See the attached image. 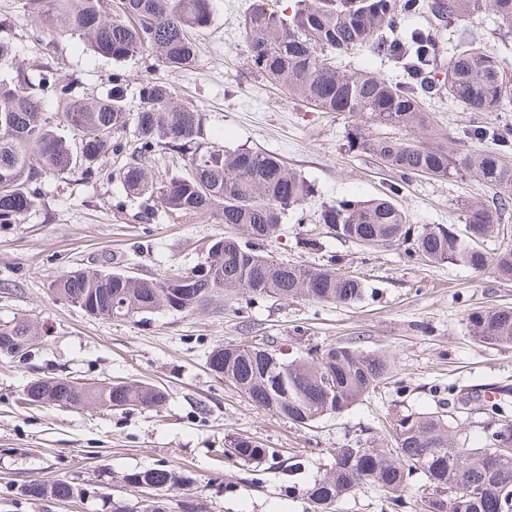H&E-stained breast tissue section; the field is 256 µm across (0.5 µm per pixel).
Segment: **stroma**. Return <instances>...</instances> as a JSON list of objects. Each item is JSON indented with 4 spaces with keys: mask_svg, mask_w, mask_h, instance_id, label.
<instances>
[{
    "mask_svg": "<svg viewBox=\"0 0 512 512\" xmlns=\"http://www.w3.org/2000/svg\"><path fill=\"white\" fill-rule=\"evenodd\" d=\"M22 2L0 0V22L8 26L5 36L18 67L32 72L55 58L59 82L88 95L122 73L129 104L139 108L138 88L151 57L115 62L94 55L79 38L49 37L39 20L24 13ZM253 3L213 0L195 64L155 74L179 102L202 113L205 142L274 155L312 183L313 197L302 211L289 212L270 245L273 254L294 264L340 259L343 269L363 279L367 293L348 306L239 293L190 314L163 311L124 321L90 317L57 298L55 279L104 265L137 278L184 272L227 227L209 215L164 210L142 221L143 199L127 194L111 160L102 176L88 182L75 175L46 177L37 206L20 223L0 224V324L22 320L36 332L24 360L0 353V512H102L105 495L133 503L144 492L125 483L124 474L160 465L187 469L194 477L190 486L166 491V498L197 499L205 512H311L303 491L320 477L327 451L357 440L387 442L398 415L432 411L452 388L479 394V402L466 409L465 426L470 445L483 443L496 389L512 384V347L476 344L464 318L480 306L512 304V281L463 265L416 262L402 244L368 250L316 223L322 206L387 194L394 176L350 150L353 123L347 114L318 111L248 72L243 19ZM432 117L431 130L420 132L419 140L435 143L443 133L460 138L477 117L490 127L512 125V106L477 116L439 100ZM482 192L470 176L419 177L403 184L397 201L416 225L460 228L467 201ZM313 234L318 249L303 248L302 239ZM261 336L299 354L348 343L387 354L393 366L381 390L303 428L257 409L207 366L213 348ZM47 376L137 379L164 387L168 397L147 410L25 406L27 383ZM236 437L278 449L280 457L258 466L225 458V442ZM57 478L94 494L76 503H34L19 491L21 484ZM421 483L420 476L410 478L406 506L399 511L366 485L336 502L332 512H415Z\"/></svg>",
    "mask_w": 512,
    "mask_h": 512,
    "instance_id": "1",
    "label": "stroma"
}]
</instances>
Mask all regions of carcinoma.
<instances>
[{"label":"carcinoma","mask_w":512,"mask_h":512,"mask_svg":"<svg viewBox=\"0 0 512 512\" xmlns=\"http://www.w3.org/2000/svg\"><path fill=\"white\" fill-rule=\"evenodd\" d=\"M23 9L36 14L52 33L86 39L96 55L118 62L147 52L155 65L182 70L195 62L194 35L209 27L213 6L212 0H118L114 10L112 0H25ZM482 10L512 29V0H294L288 13L257 0L245 16L244 39L250 72L322 112L349 114L351 148L378 160L401 181L430 172L437 180L468 174L490 193L467 205L462 231L451 224H413L395 199L396 188L382 198L341 200L319 216L337 237L354 243L373 238L385 246L406 243L408 253L424 262L462 264L512 280V247L493 253L483 248L512 212V165L504 162V149L512 147V125L494 132L497 147L484 148L489 131L482 122H473L466 135L474 147L462 151L364 132L369 122L430 129L428 102L441 93L468 112H499L512 102V79L502 60L469 29L457 34L444 80L437 79L436 34ZM416 16L425 25L407 28L406 21ZM359 48L389 55L402 78L337 63ZM56 71L51 60L34 78L18 70L0 79V224L20 223L36 206L37 185L45 176L78 171L89 180L97 177L103 159L123 154L119 179L128 193L152 202L146 216L158 207L182 215L209 214L239 230L237 236L216 237L186 272L133 281L120 269H73L52 285L64 299L81 301L91 317L123 321L160 311L195 312L187 297L197 292L204 306L240 291L336 305L363 298V280L333 263L290 264L257 249L279 236L288 210L300 208L313 195L314 187L303 175L276 156L201 141L198 110L178 103L174 89L152 76L142 80L141 105L133 112L122 75H112L106 93L80 97L59 85ZM161 151L181 159L184 173L159 183L151 163ZM466 326L477 344L512 347V306L474 308L466 315ZM31 335V327L21 322L0 324V337L26 353L22 342ZM207 364L253 405L301 427L374 394L391 366L385 355L340 343L285 359L262 339L217 347ZM110 385L112 396L127 410L155 408L166 398L162 387L137 379ZM104 390V385L84 383L76 391L60 390V397L66 406L93 410L101 408ZM498 394L494 420L483 426V446L469 448L461 440L464 428L456 412L464 400L451 392L440 403L447 412L398 416L391 440L377 448L356 440L350 448L335 449L323 463L322 476L303 495L313 512H329L335 502L365 485L398 503L406 473L418 471L425 478L419 512H512V451H499L497 442L504 433L512 435V427L500 424L512 418V386H500ZM224 453L257 465L278 457L277 449L243 437L230 442ZM131 478L156 491L192 481L187 471L169 466L123 476L126 482ZM472 485L484 488L487 497H471ZM29 487L22 495L31 501L82 495L62 479Z\"/></svg>","instance_id":"obj_1"}]
</instances>
